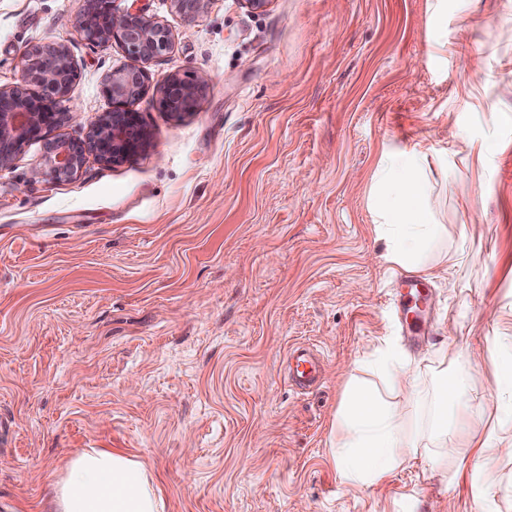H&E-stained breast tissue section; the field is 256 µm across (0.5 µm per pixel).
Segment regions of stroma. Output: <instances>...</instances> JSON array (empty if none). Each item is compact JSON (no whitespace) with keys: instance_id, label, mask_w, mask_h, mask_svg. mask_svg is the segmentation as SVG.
I'll use <instances>...</instances> for the list:
<instances>
[{"instance_id":"35a3bbf8","label":"stroma","mask_w":512,"mask_h":512,"mask_svg":"<svg viewBox=\"0 0 512 512\" xmlns=\"http://www.w3.org/2000/svg\"><path fill=\"white\" fill-rule=\"evenodd\" d=\"M139 6L172 35L134 103L149 147L56 181L37 140L0 171V512H47L85 448L142 461L165 512H512V0H212L193 22ZM82 7L0 0V88L32 44L66 45L78 72L75 120L44 139L83 136L129 63L77 34ZM200 72L195 110H165L166 77ZM418 148L444 231L415 345L370 195L384 156ZM384 341L465 366L455 412L497 424L490 471L452 425L444 455L343 481L336 417ZM300 344L323 360L305 394ZM289 374L293 384L299 388L313 385L320 373L318 359L304 347H297L289 354Z\"/></svg>"}]
</instances>
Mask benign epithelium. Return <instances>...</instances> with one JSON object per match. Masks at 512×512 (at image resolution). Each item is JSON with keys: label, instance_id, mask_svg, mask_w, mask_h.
<instances>
[{"label": "benign epithelium", "instance_id": "obj_1", "mask_svg": "<svg viewBox=\"0 0 512 512\" xmlns=\"http://www.w3.org/2000/svg\"><path fill=\"white\" fill-rule=\"evenodd\" d=\"M170 2L176 12L193 22L207 13L211 0ZM77 31L91 43H118L131 60L105 79L103 93L111 100L112 109L91 124L82 137L44 138V129L64 122L75 112L64 102L78 74L66 46H30L20 58L19 82L10 89L0 88V170L10 167L23 147L34 140L43 141L40 173L57 180L74 178L90 156L102 164H118L148 144L133 102L149 79L144 64L170 49L169 31L137 10L115 9L113 0H84ZM208 81L205 73L191 80L167 77L163 107L176 114L193 111L198 94Z\"/></svg>", "mask_w": 512, "mask_h": 512}]
</instances>
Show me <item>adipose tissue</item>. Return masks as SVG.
I'll list each match as a JSON object with an SVG mask.
<instances>
[{
    "mask_svg": "<svg viewBox=\"0 0 512 512\" xmlns=\"http://www.w3.org/2000/svg\"><path fill=\"white\" fill-rule=\"evenodd\" d=\"M429 156L418 150L391 156L378 168L372 196L380 219L376 230L388 243L393 265L427 273L425 253L441 236L432 205ZM374 364L389 391L408 386L414 401L429 399L433 448L448 442V403L457 396L459 376L437 365L421 371L420 363L396 349L376 350ZM412 425L397 404L380 399L370 388L348 385L336 419V463L344 482L370 486L382 482L407 457ZM50 512H164L153 474L143 463L109 448H86L72 457L53 483Z\"/></svg>",
    "mask_w": 512,
    "mask_h": 512,
    "instance_id": "adipose-tissue-1",
    "label": "adipose tissue"
}]
</instances>
